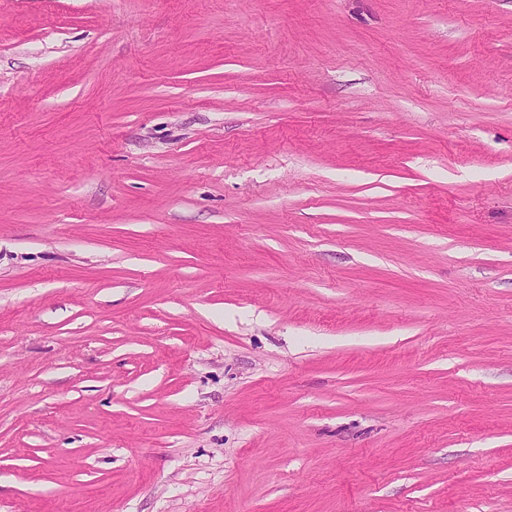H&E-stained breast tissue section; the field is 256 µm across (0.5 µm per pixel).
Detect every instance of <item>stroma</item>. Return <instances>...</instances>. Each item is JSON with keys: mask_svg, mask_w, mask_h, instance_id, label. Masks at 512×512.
I'll return each instance as SVG.
<instances>
[{"mask_svg": "<svg viewBox=\"0 0 512 512\" xmlns=\"http://www.w3.org/2000/svg\"><path fill=\"white\" fill-rule=\"evenodd\" d=\"M0 512H512V0H0Z\"/></svg>", "mask_w": 512, "mask_h": 512, "instance_id": "stroma-1", "label": "stroma"}]
</instances>
